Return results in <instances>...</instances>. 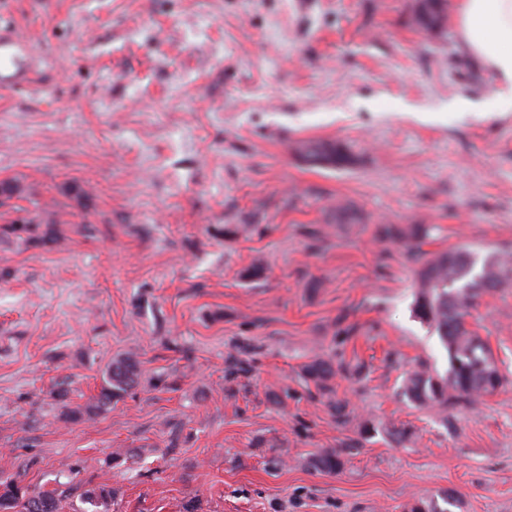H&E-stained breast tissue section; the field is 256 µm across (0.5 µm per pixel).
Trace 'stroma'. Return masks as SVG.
<instances>
[{
  "instance_id": "35a3bbf8",
  "label": "stroma",
  "mask_w": 512,
  "mask_h": 512,
  "mask_svg": "<svg viewBox=\"0 0 512 512\" xmlns=\"http://www.w3.org/2000/svg\"><path fill=\"white\" fill-rule=\"evenodd\" d=\"M414 4L0 0L28 44L0 61V181L27 188L0 207V478L75 504L106 485L112 512H408L449 490L512 512V288L468 320L496 394L441 416L398 391L447 358L375 225L512 251V112ZM305 140L357 162L309 166ZM340 203L361 223H331ZM22 208L58 240L5 234ZM130 352L138 385L80 416ZM317 355L363 365L337 395L383 433L300 378ZM327 448L338 473L311 465Z\"/></svg>"
}]
</instances>
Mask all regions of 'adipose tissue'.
<instances>
[{"mask_svg": "<svg viewBox=\"0 0 512 512\" xmlns=\"http://www.w3.org/2000/svg\"><path fill=\"white\" fill-rule=\"evenodd\" d=\"M457 25L462 47L501 84L502 111H512V0H459Z\"/></svg>", "mask_w": 512, "mask_h": 512, "instance_id": "1", "label": "adipose tissue"}]
</instances>
